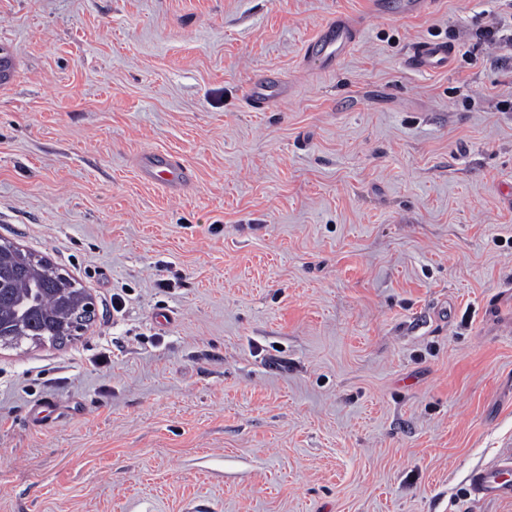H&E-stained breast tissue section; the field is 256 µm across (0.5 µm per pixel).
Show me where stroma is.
Listing matches in <instances>:
<instances>
[{"label": "stroma", "instance_id": "stroma-1", "mask_svg": "<svg viewBox=\"0 0 512 512\" xmlns=\"http://www.w3.org/2000/svg\"><path fill=\"white\" fill-rule=\"evenodd\" d=\"M366 2L0 0V240L96 308L0 346V512H512L468 482L512 440V0ZM361 21L344 15L321 26L306 47V54L326 67L337 66L358 45ZM453 50L447 42L423 41L411 48L407 57L408 65L421 72H435L448 67ZM288 97V83L277 72L255 77L249 84L245 104L248 109L265 111ZM141 177L147 181H160L172 191L185 188L191 175L188 170L171 156L152 153L140 159ZM83 291V299L78 305V307L75 309L71 324L67 328H63L60 329L59 331L53 332V336L34 332L19 333L15 331H10L11 329L9 328H7L5 331L14 333V336H32V341L39 343L45 341H49L51 343H62L72 338L73 336L76 335L77 332L81 331L85 325L91 322L94 316L93 314L95 312V305L92 296L84 289ZM90 317H92L91 320H89Z\"/></svg>", "mask_w": 512, "mask_h": 512}]
</instances>
